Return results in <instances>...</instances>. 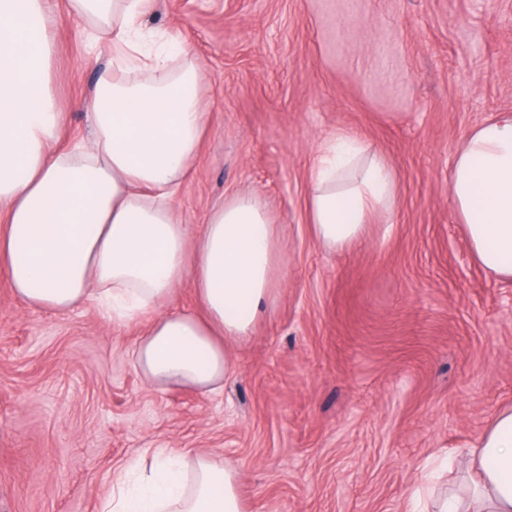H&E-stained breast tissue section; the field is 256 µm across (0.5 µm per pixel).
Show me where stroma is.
<instances>
[{
    "label": "stroma",
    "instance_id": "stroma-1",
    "mask_svg": "<svg viewBox=\"0 0 512 512\" xmlns=\"http://www.w3.org/2000/svg\"><path fill=\"white\" fill-rule=\"evenodd\" d=\"M47 71L87 133L108 41L54 0ZM147 50L185 46L210 114L185 223L253 193L282 271L220 393L149 387L138 322L34 309L0 278V512H99L147 448L213 454L244 512H409L425 462L512 406V280L475 260L449 192L466 134L512 112V0H155ZM344 132L393 169L392 209L340 252L307 224V173Z\"/></svg>",
    "mask_w": 512,
    "mask_h": 512
}]
</instances>
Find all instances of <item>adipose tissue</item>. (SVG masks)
<instances>
[{
  "mask_svg": "<svg viewBox=\"0 0 512 512\" xmlns=\"http://www.w3.org/2000/svg\"><path fill=\"white\" fill-rule=\"evenodd\" d=\"M152 0H69L113 45L86 101L90 132L56 147L64 114L52 98V0H0V274L26 305L66 313L94 304L106 321L149 316L132 352L154 387L209 396L233 367L230 345L250 336L279 279V232L262 203L238 193L202 226L176 205L208 124L201 74L186 49L145 54L138 21ZM450 195L481 266L512 278V113L473 128L454 163ZM396 179L356 137L319 149L307 219L344 251L395 201ZM191 282L198 307L168 304ZM468 478L417 491L434 512H512V406L468 451ZM239 475L214 456L149 448L130 461L101 512H244Z\"/></svg>",
  "mask_w": 512,
  "mask_h": 512,
  "instance_id": "ef3b65f1",
  "label": "adipose tissue"
}]
</instances>
